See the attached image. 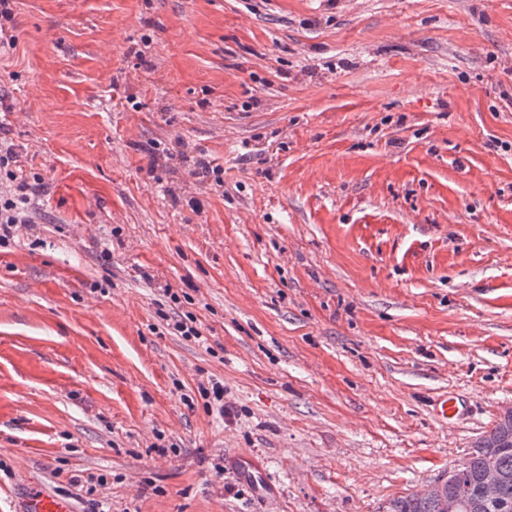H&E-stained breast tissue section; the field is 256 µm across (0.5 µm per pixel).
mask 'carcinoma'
Here are the masks:
<instances>
[{
    "mask_svg": "<svg viewBox=\"0 0 512 512\" xmlns=\"http://www.w3.org/2000/svg\"><path fill=\"white\" fill-rule=\"evenodd\" d=\"M493 455L501 474L498 495L493 501L482 492L485 459ZM458 490L452 512H512V423L496 424L468 450L452 477ZM389 512H440L435 499L424 491H413L390 504Z\"/></svg>",
    "mask_w": 512,
    "mask_h": 512,
    "instance_id": "obj_1",
    "label": "carcinoma"
}]
</instances>
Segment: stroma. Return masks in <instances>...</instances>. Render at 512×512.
Segmentation results:
<instances>
[{
  "mask_svg": "<svg viewBox=\"0 0 512 512\" xmlns=\"http://www.w3.org/2000/svg\"><path fill=\"white\" fill-rule=\"evenodd\" d=\"M12 8L0 140L43 188L0 247V512H386L493 428L512 0ZM168 287L204 342L165 330ZM25 512H71V507L64 499L35 492L27 500Z\"/></svg>",
  "mask_w": 512,
  "mask_h": 512,
  "instance_id": "obj_1",
  "label": "stroma"
}]
</instances>
